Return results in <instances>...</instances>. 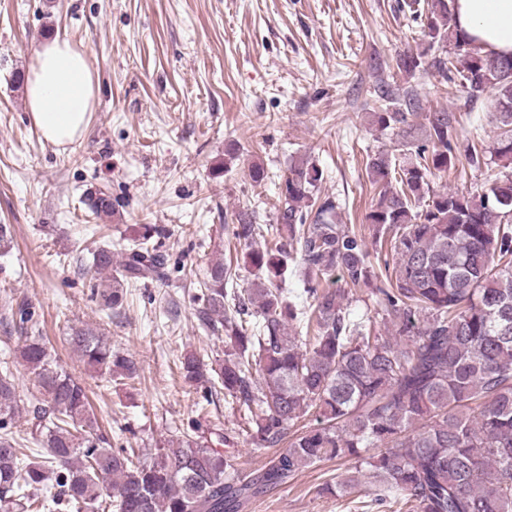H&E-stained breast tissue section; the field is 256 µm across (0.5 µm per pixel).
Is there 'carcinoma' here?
Listing matches in <instances>:
<instances>
[{
	"label": "carcinoma",
	"instance_id": "cac0c4a2",
	"mask_svg": "<svg viewBox=\"0 0 512 512\" xmlns=\"http://www.w3.org/2000/svg\"><path fill=\"white\" fill-rule=\"evenodd\" d=\"M422 50L396 60L420 68L433 52L467 45L448 0H426L418 15ZM442 78L455 69L470 96L495 91L501 133L499 166L512 170V54L457 61L436 56ZM381 129L408 123L406 112H374ZM426 142L398 160L369 156L366 175L376 202L366 214L394 261L375 273L365 238L337 223L336 201L320 196L322 171L293 160L281 184L276 224L238 215L233 235L249 248L254 280L229 287L232 264L210 263L199 304L202 325L224 336L227 358L208 365L180 359L183 380L209 399L224 391L265 447L283 449L244 475L236 457L200 436H186L147 458L133 448H106L96 433L85 386L52 358L34 313L19 307L24 332L18 358L32 375L34 447L11 435L21 410L8 366L0 370V512H242L252 498L287 484L320 463L347 468L322 491L366 493L381 512H512V175L471 193L435 191L430 177L457 160L452 118L426 115ZM92 212L114 214L111 196L89 192ZM145 229L115 262L92 253V299L108 312L123 306V282L162 280L165 257ZM270 236L273 245L256 239ZM306 273L307 305L279 288L289 263ZM347 284L370 285L387 335L353 319ZM71 344L96 374L122 384L138 376L132 359L98 332L78 328Z\"/></svg>",
	"mask_w": 512,
	"mask_h": 512
}]
</instances>
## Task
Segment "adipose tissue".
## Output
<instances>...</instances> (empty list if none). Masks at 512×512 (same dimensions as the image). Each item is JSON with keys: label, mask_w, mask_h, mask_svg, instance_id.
I'll return each instance as SVG.
<instances>
[{"label": "adipose tissue", "mask_w": 512, "mask_h": 512, "mask_svg": "<svg viewBox=\"0 0 512 512\" xmlns=\"http://www.w3.org/2000/svg\"><path fill=\"white\" fill-rule=\"evenodd\" d=\"M453 12L474 52L512 53V0H454ZM94 100L95 78L83 51L65 38L42 43L27 80L26 105L43 139L56 146L79 139Z\"/></svg>", "instance_id": "ef3b65f1"}]
</instances>
